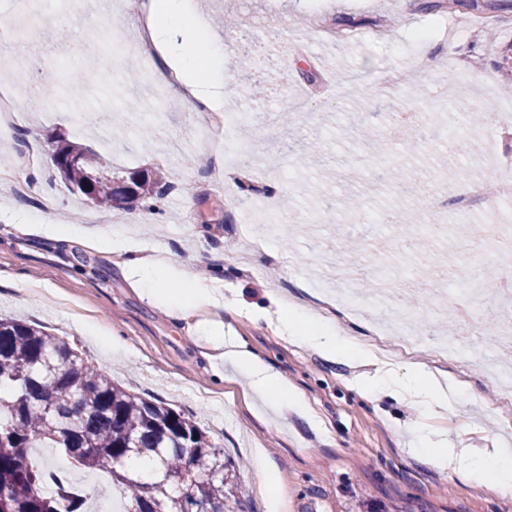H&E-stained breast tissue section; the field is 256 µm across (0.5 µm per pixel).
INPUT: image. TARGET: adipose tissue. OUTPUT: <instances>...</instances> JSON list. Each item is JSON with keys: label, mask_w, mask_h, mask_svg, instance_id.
Here are the masks:
<instances>
[{"label": "adipose tissue", "mask_w": 512, "mask_h": 512, "mask_svg": "<svg viewBox=\"0 0 512 512\" xmlns=\"http://www.w3.org/2000/svg\"><path fill=\"white\" fill-rule=\"evenodd\" d=\"M139 14L149 23L151 45L164 57L165 67L154 74V81L164 83L169 75H176L187 89L180 101L188 112L213 106L223 96L231 77L224 72L223 45L211 35L202 16L190 10L188 0H142ZM19 230L24 234L48 231L60 238L81 241L97 251L123 255L122 269L132 286L153 304L180 315L206 312V319L196 323L195 334L205 346L219 352L225 362L244 372L254 393L273 395L276 405L306 411L304 397L289 388L278 372L243 343L225 336L221 313L228 303L218 278L198 277L182 264L134 245L125 233H94L81 224H23ZM278 330L289 342L325 354L343 352L365 360L372 357L364 343L337 335L333 322L321 317L315 324H308L305 307L297 304L284 307ZM377 383L393 396L428 409H447L452 394L447 375L422 364L415 366L405 381L394 379L390 370H381Z\"/></svg>", "instance_id": "ef3b65f1"}]
</instances>
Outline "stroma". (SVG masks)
Wrapping results in <instances>:
<instances>
[{
  "mask_svg": "<svg viewBox=\"0 0 512 512\" xmlns=\"http://www.w3.org/2000/svg\"><path fill=\"white\" fill-rule=\"evenodd\" d=\"M220 40H234L224 70L234 79L221 107L249 112L252 154L241 164L257 174L256 193L240 191L223 150L209 169L196 161L199 119L185 112L173 85L145 102L137 88L163 64L141 54L113 56L115 36L138 42L126 25L127 0H83L62 11L59 0H34L13 22L0 24V88L27 104L9 129L0 128V171L19 184H0V314L35 323L62 337L115 383L192 414L227 458L240 463L241 512H512V498L488 483L437 470L414 455L419 438L446 435L473 457L495 444L512 448V399H504L490 366L512 370L490 329L512 297L473 300L470 328L426 320L415 326L417 349L386 336L396 375L415 364L447 372L462 393L445 412L428 414L384 396L372 401L378 366L328 356L287 342L275 329L278 293L313 306L318 290L337 288L336 267L356 264L359 317L329 314L346 334L374 343L371 322L386 311H414L407 289L378 297L388 272L404 284L431 282L423 302L453 306L471 279L490 271L512 278V258L489 242L467 240L462 228L483 221L484 209H441L427 223L431 190L451 182L455 196L470 188L467 173L490 183L512 174V115L504 101L499 52L512 44V12L496 20L493 39L474 33L448 42V18L427 15L406 0H193ZM122 20L105 23L106 11ZM341 15L371 20V36L330 42L325 29ZM279 19L292 49L271 53L265 22ZM436 58L435 70L420 61ZM396 70L414 73L411 94L388 93ZM364 121L346 129L343 118ZM466 129L449 140L447 126ZM106 155L115 176L162 172L172 187L152 202L112 210L70 192L53 168L52 134ZM358 208L345 215L348 200ZM283 217L264 248L254 244L264 205ZM92 224L138 228L140 243L202 273L219 269L231 310L224 333L236 337L301 391L312 418L269 410L245 396V379L218 362L189 333L191 319L149 303L109 253L44 234L23 235L21 224ZM454 339L461 355L440 360L437 347ZM52 464L87 480L88 505L107 507L108 479L74 466L63 451L46 449ZM265 468H257V459Z\"/></svg>",
  "mask_w": 512,
  "mask_h": 512,
  "instance_id": "1",
  "label": "stroma"
}]
</instances>
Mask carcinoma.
<instances>
[{
	"instance_id": "carcinoma-1",
	"label": "carcinoma",
	"mask_w": 512,
	"mask_h": 512,
	"mask_svg": "<svg viewBox=\"0 0 512 512\" xmlns=\"http://www.w3.org/2000/svg\"><path fill=\"white\" fill-rule=\"evenodd\" d=\"M479 7L512 11V0H419L416 10ZM55 143L63 183L96 205L147 201L166 185L160 173L114 177L102 154L61 135ZM45 442L83 468L108 473L128 512H236L237 468L193 418L128 392L43 328L0 317V512H84V499L66 487L44 489L51 466L30 449ZM142 456L157 469L149 480L129 468Z\"/></svg>"
}]
</instances>
